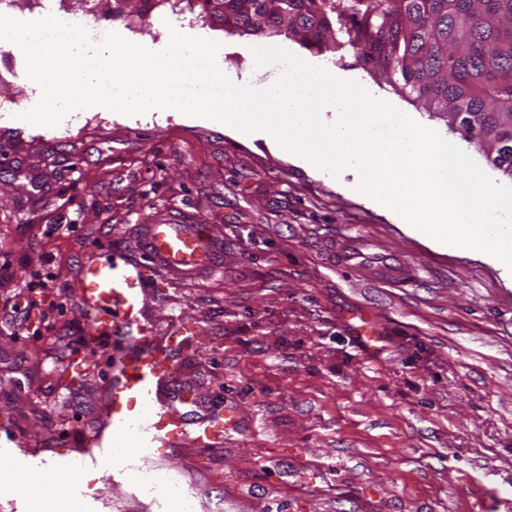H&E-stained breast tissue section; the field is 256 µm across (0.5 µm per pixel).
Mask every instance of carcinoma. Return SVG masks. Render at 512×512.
Masks as SVG:
<instances>
[{"instance_id":"obj_1","label":"carcinoma","mask_w":512,"mask_h":512,"mask_svg":"<svg viewBox=\"0 0 512 512\" xmlns=\"http://www.w3.org/2000/svg\"><path fill=\"white\" fill-rule=\"evenodd\" d=\"M112 19L190 13L240 38L309 50L350 46L425 110L447 118L512 178V0H59Z\"/></svg>"}]
</instances>
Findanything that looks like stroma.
<instances>
[{
    "instance_id": "35a3bbf8",
    "label": "stroma",
    "mask_w": 512,
    "mask_h": 512,
    "mask_svg": "<svg viewBox=\"0 0 512 512\" xmlns=\"http://www.w3.org/2000/svg\"><path fill=\"white\" fill-rule=\"evenodd\" d=\"M83 19L149 47L168 38L161 15L142 27ZM210 35L227 47L223 72L254 69L255 40ZM321 59L459 140L445 119L363 71L353 49ZM40 97L24 56L0 44V306L36 274L56 278L29 309L39 332L0 310V448L96 475L88 492L57 476L53 512H70L78 496L83 512H175L82 444L107 431L109 392L95 367L108 350L86 348L69 282L104 231L120 239L183 212L209 222L224 271L175 282L148 269L146 315L160 329L180 318L200 328L174 354L187 374L176 416L192 424L227 408L239 432L233 446L182 445L151 464L190 487L199 512H512V281L497 266L435 248L266 139L178 112L91 107L55 127L11 122ZM52 224L78 230L46 236ZM350 235L415 277L376 281L371 259L338 271L336 246ZM353 310L379 321L375 349L351 336ZM78 357L93 367L76 385L62 369Z\"/></svg>"
}]
</instances>
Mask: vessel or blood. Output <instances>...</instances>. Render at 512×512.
<instances>
[{
    "instance_id": "vessel-or-blood-1",
    "label": "vessel or blood",
    "mask_w": 512,
    "mask_h": 512,
    "mask_svg": "<svg viewBox=\"0 0 512 512\" xmlns=\"http://www.w3.org/2000/svg\"><path fill=\"white\" fill-rule=\"evenodd\" d=\"M367 240L352 236L337 252V266L347 269L364 258ZM101 251L111 262L89 255L72 283L87 344L109 343L107 363L110 440H120L138 455L155 453L157 445L184 443L210 448L229 443L237 430L233 420L211 418L188 427L176 418L165 394L183 388V374L171 357L182 337L196 335L190 322L179 321L172 336L162 337L145 314L149 282L147 267L164 271L173 280L190 281L223 271L220 248L203 219L162 214L137 225L121 246L104 239ZM345 323L363 349L382 339L378 321L355 311Z\"/></svg>"
}]
</instances>
